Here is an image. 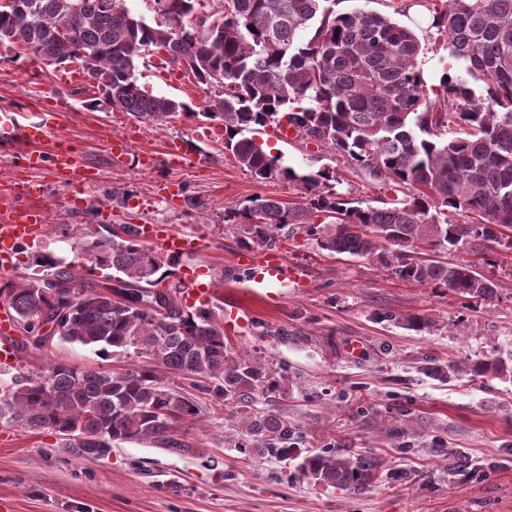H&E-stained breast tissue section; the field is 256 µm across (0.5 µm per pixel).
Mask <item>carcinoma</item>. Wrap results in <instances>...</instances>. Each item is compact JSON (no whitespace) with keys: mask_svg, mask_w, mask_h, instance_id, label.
Masks as SVG:
<instances>
[{"mask_svg":"<svg viewBox=\"0 0 512 512\" xmlns=\"http://www.w3.org/2000/svg\"><path fill=\"white\" fill-rule=\"evenodd\" d=\"M166 20L153 25L127 0H7L0 3V43L56 68L79 63L100 93L93 100L160 123L194 113L183 101L139 83L149 52L184 67L214 90L202 115L224 126V150L259 183L300 187V200L255 195L232 213L247 247L273 248L288 225L316 237L320 249L375 258L396 276L489 300L495 283L471 266L422 259L415 247L502 244L495 226L512 225V0H445L433 9L432 39L448 51L438 84L418 64L417 33L393 14L339 12L336 0H151ZM288 125L295 138L345 159L387 202L348 199L331 167L301 173L280 164L248 133ZM454 214L457 220L448 219ZM323 222L316 224L314 218ZM179 259L148 247L128 224L111 236H88L78 260L48 255L39 272L0 287L13 348L41 349L49 325L64 340L108 358L133 349L131 367L115 374L48 362L0 382V423L50 431L77 460L100 459L116 442L180 443L174 422L197 413L190 387L229 408L236 451L247 459L284 456L300 434L288 416L255 409L253 395L282 390V374L228 345L206 308L186 311L169 282ZM109 270L119 289L90 279ZM506 361L474 366L427 362L437 377L469 371L504 375ZM383 464L331 447L302 458L316 485L371 490Z\"/></svg>","mask_w":512,"mask_h":512,"instance_id":"1","label":"carcinoma"}]
</instances>
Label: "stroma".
<instances>
[{
    "mask_svg": "<svg viewBox=\"0 0 512 512\" xmlns=\"http://www.w3.org/2000/svg\"><path fill=\"white\" fill-rule=\"evenodd\" d=\"M56 77V69L0 45V111L26 126L39 117L32 99L53 105L56 140L82 151L100 175L91 187L78 179L48 185L37 201L48 228L22 251L17 275L32 273L37 252L75 260V241L60 236L61 224L81 234L166 224L204 237L207 248L183 259V266L213 289L207 305L216 320L224 318L226 298L249 304L253 319L229 333V344L280 369L285 389L269 403L305 438L294 455L243 461L234 448L233 421L201 393L198 414L170 430L179 442L175 448L121 442L101 459L79 461L50 432L0 426V512H512V380L486 375L440 382L421 371L430 357L512 359V249L493 243L483 255L464 245L442 253L494 281L495 297L486 302L395 277L375 259L323 251L298 232L282 238L278 248L304 271L309 286L277 304L264 303L263 295L278 288L249 292L235 264L243 233L229 215L252 196L293 201L299 190L283 182L257 183L225 152L223 140L208 137L211 122L201 111L209 90L191 75L182 85L171 81L157 57L139 60L140 84L194 110L149 125L118 108L93 107L98 92L88 80L60 84ZM122 133L130 136L133 159L117 165L106 143ZM253 138L295 169L335 166L341 190L352 198L380 195L330 151L283 138L269 126ZM172 141L187 145L185 165L139 169L135 156L163 155ZM26 148L14 139L0 151V215L19 204L15 162ZM162 179L183 189L176 204L154 200ZM417 313L428 326L406 329L404 317ZM282 329L287 337H279ZM353 343L363 347L356 358L346 353ZM24 361L120 372L133 358L104 359L55 336L43 349L29 350ZM325 446L381 460L392 477L362 495L313 484L297 471V457ZM452 451L471 459L470 471L450 469Z\"/></svg>",
    "mask_w": 512,
    "mask_h": 512,
    "instance_id": "35a3bbf8",
    "label": "stroma"
}]
</instances>
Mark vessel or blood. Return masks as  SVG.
I'll use <instances>...</instances> for the list:
<instances>
[{"instance_id": "vessel-or-blood-1", "label": "vessel or blood", "mask_w": 512, "mask_h": 512, "mask_svg": "<svg viewBox=\"0 0 512 512\" xmlns=\"http://www.w3.org/2000/svg\"><path fill=\"white\" fill-rule=\"evenodd\" d=\"M55 126V113L45 112L36 126L16 128L6 125L0 127V132L33 143V150L25 156L28 170L49 171L58 183L71 181L77 175L82 176L88 183H97V172L87 168L83 158L67 146L58 144L51 150H41V142L50 136ZM45 228L44 213L35 207H26L0 218L1 276L6 277L14 272L13 257L16 251L22 246L37 242L43 236ZM140 236L144 242L181 259L194 255L207 246L206 240L200 236L153 224L141 226ZM237 264L261 281L267 279L291 288H304L308 285L303 271L290 264L286 256L278 250L246 253L239 257ZM251 319L252 313L248 305L237 300L225 301V326L246 324Z\"/></svg>"}]
</instances>
